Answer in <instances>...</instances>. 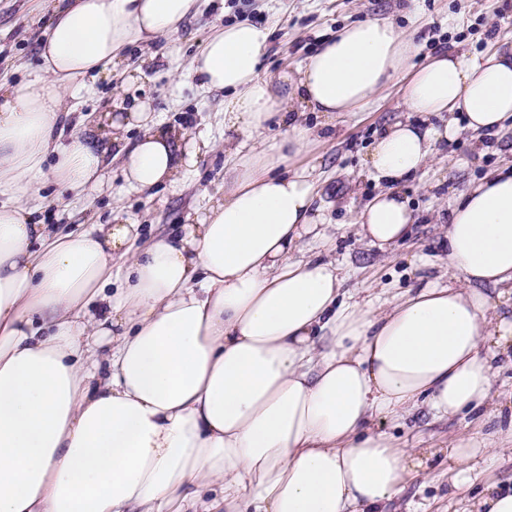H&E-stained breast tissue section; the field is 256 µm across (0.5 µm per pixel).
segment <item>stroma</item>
I'll return each mask as SVG.
<instances>
[{"instance_id": "obj_1", "label": "stroma", "mask_w": 512, "mask_h": 512, "mask_svg": "<svg viewBox=\"0 0 512 512\" xmlns=\"http://www.w3.org/2000/svg\"><path fill=\"white\" fill-rule=\"evenodd\" d=\"M174 41L159 40L150 49H131L111 78L91 80L89 88L73 92L75 107L66 119L76 128L82 116L95 117L112 104L124 71L138 72V94L151 102L160 125L185 133L198 147L196 162L180 172V185L150 191L129 188L120 158L110 162L101 189L88 202L57 203L56 188L46 184L47 201L38 215L44 224L62 228L108 223L114 208H123L144 236L174 231L189 215L203 212L212 196L224 190V95L197 88L185 72L188 60L218 23L248 21L269 28L271 38L262 59L271 74L295 72L305 58L344 25L370 18L386 19L407 30L415 46L414 63H424L439 51L479 57L512 47V0H200ZM52 4L45 0H0V78L21 84L36 75V40L44 36ZM399 85L378 95L376 104L355 116L336 118L324 140L305 157L319 186L318 202L329 222L324 233L336 240L334 259L345 273V288L373 289L393 295L414 287L420 278L439 279L446 271L442 241L448 207L458 191L501 165L512 162V131L493 142L462 136L452 151L433 161L399 187L414 212L410 237L385 255L357 236L354 222L362 206L376 193L366 155L377 133L407 119ZM466 160L459 168L458 160ZM380 429L434 452L427 468L409 481L387 512H458L463 500L496 483L512 486V449L487 461L473 483L459 490L448 485L449 441L473 437L472 419L435 421L428 417L404 424L383 421Z\"/></svg>"}]
</instances>
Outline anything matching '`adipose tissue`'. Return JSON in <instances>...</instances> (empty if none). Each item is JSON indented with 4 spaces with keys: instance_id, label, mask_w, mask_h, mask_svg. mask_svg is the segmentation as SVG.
Wrapping results in <instances>:
<instances>
[{
    "instance_id": "ef3b65f1",
    "label": "adipose tissue",
    "mask_w": 512,
    "mask_h": 512,
    "mask_svg": "<svg viewBox=\"0 0 512 512\" xmlns=\"http://www.w3.org/2000/svg\"><path fill=\"white\" fill-rule=\"evenodd\" d=\"M198 0H57L39 43L41 76L0 83V512H385L421 452L374 430L424 410L473 417L477 438L448 445L453 487L512 442L495 402L512 360V164L460 191L448 210L447 284L381 306L345 298L342 267L306 255L325 222L295 161L319 137L293 108L365 111L405 77L407 111L378 136L369 173L385 191L357 216L387 251L413 223L391 186L461 131L512 128V53L443 51L412 61L386 20L343 27L297 76L259 70L269 31L216 27L187 74L224 92V195L180 235L138 243L113 217L81 232L34 222L30 177L90 196L107 168L97 132L66 133L70 89L111 72L139 44L176 37ZM141 129L122 152L137 190L176 184L174 137L149 103L99 118ZM283 128L279 140L261 135Z\"/></svg>"
}]
</instances>
